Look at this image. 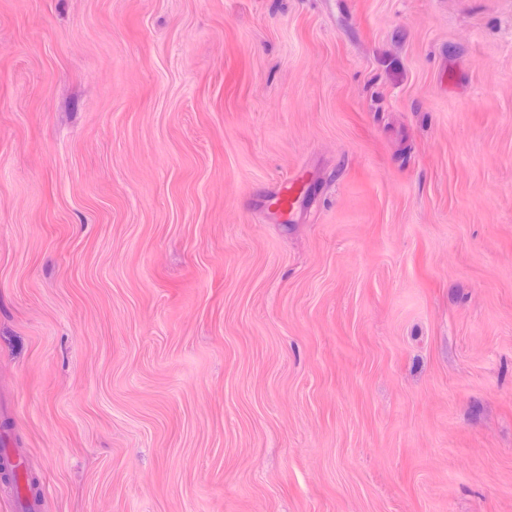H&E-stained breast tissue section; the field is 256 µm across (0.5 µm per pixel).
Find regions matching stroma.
Segmentation results:
<instances>
[{
	"label": "stroma",
	"instance_id": "stroma-1",
	"mask_svg": "<svg viewBox=\"0 0 512 512\" xmlns=\"http://www.w3.org/2000/svg\"><path fill=\"white\" fill-rule=\"evenodd\" d=\"M0 448L40 512H512V0H0ZM308 184L309 177L306 173L279 182L268 200L270 213L281 221L292 220L302 205Z\"/></svg>",
	"mask_w": 512,
	"mask_h": 512
}]
</instances>
